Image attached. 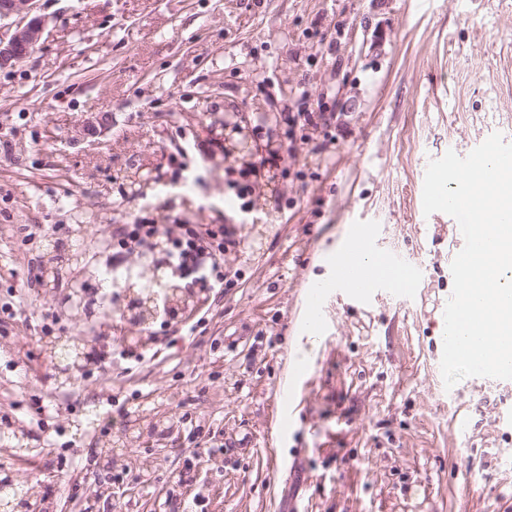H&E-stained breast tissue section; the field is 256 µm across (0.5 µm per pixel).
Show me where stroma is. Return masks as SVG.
I'll use <instances>...</instances> for the list:
<instances>
[{
	"mask_svg": "<svg viewBox=\"0 0 512 512\" xmlns=\"http://www.w3.org/2000/svg\"><path fill=\"white\" fill-rule=\"evenodd\" d=\"M46 29L0 69V419L26 457L0 477L41 485L47 512H506L512 505V380L445 388L442 310L461 250L447 215L422 218L431 160L492 133L512 143V0H38ZM329 113L261 186L251 220L273 221L246 258L240 201L224 185L225 112L277 146L265 108ZM187 152L192 181L173 183ZM160 224L236 225L232 285L202 291L205 328L134 326L61 300L109 260L105 231L141 213ZM83 224L81 235L70 227ZM30 225L24 235L22 225ZM353 224L416 282L369 304L333 289L324 328L299 326L306 289ZM85 252L52 292L28 285L46 241ZM131 336L161 345L47 379L49 337ZM303 385L292 410L279 392ZM164 417L129 448L137 478L100 461L104 410ZM189 477L181 484L172 477ZM160 349L155 345H144L140 349H124L119 353L120 358L127 361L130 366L126 370L141 366L157 359Z\"/></svg>",
	"mask_w": 512,
	"mask_h": 512,
	"instance_id": "35a3bbf8",
	"label": "stroma"
}]
</instances>
